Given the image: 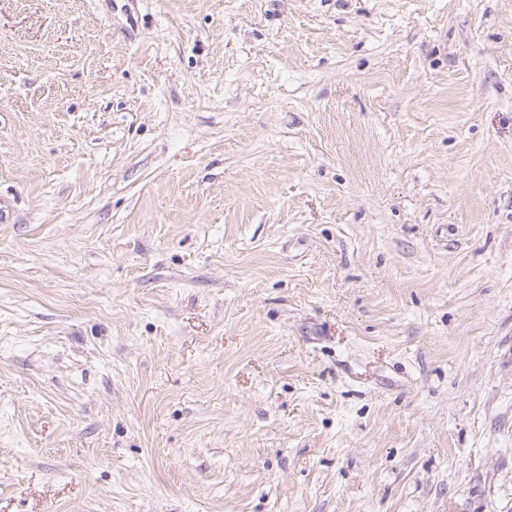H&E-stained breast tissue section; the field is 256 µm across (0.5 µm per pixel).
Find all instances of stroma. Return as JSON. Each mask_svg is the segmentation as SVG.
<instances>
[{"label":"stroma","instance_id":"1","mask_svg":"<svg viewBox=\"0 0 512 512\" xmlns=\"http://www.w3.org/2000/svg\"><path fill=\"white\" fill-rule=\"evenodd\" d=\"M0 512H512V0H0Z\"/></svg>","mask_w":512,"mask_h":512}]
</instances>
